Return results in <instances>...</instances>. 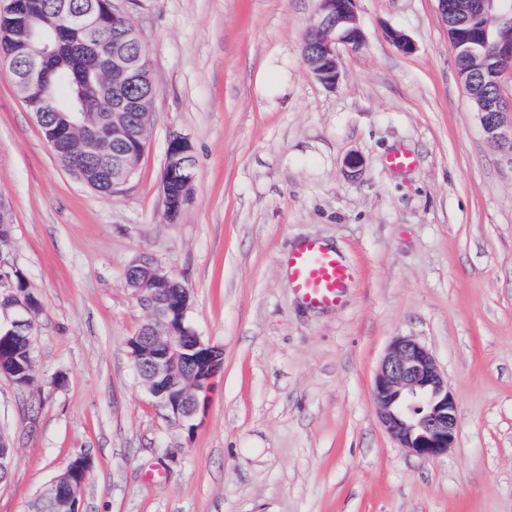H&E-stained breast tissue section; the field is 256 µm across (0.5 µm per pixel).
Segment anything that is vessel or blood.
<instances>
[{
  "mask_svg": "<svg viewBox=\"0 0 512 512\" xmlns=\"http://www.w3.org/2000/svg\"><path fill=\"white\" fill-rule=\"evenodd\" d=\"M285 262L295 291L314 308L338 306L354 274L340 254L316 240L304 241Z\"/></svg>",
  "mask_w": 512,
  "mask_h": 512,
  "instance_id": "obj_1",
  "label": "vessel or blood"
}]
</instances>
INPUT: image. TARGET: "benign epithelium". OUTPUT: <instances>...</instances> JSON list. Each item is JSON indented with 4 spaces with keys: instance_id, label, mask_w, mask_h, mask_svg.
Returning a JSON list of instances; mask_svg holds the SVG:
<instances>
[{
    "instance_id": "7a95c632",
    "label": "benign epithelium",
    "mask_w": 512,
    "mask_h": 512,
    "mask_svg": "<svg viewBox=\"0 0 512 512\" xmlns=\"http://www.w3.org/2000/svg\"><path fill=\"white\" fill-rule=\"evenodd\" d=\"M357 2L320 0L318 20L304 38V61L313 72L318 65H324L330 73L323 81L327 87L335 86L339 79L338 45L358 48L364 42ZM437 2L446 26L465 23L469 8L450 10L448 0ZM475 9L483 20L484 34L492 36L490 45L494 47L500 70L511 71L512 5L508 0H476ZM62 15L75 29L94 35L93 12L75 13L64 9ZM16 38L17 50L22 55L19 66L23 69L17 86L26 99L45 79L42 66L51 41L23 27L19 28ZM103 68L112 72V140L121 142L132 135L147 140L149 109L156 94L134 98L127 95L126 88L130 84L152 81L148 60L129 54L124 44L116 42ZM505 108V101L498 99L479 113V117L487 141L512 163V113ZM131 113L137 115L134 126L128 122ZM177 158L193 166L188 138L174 133L168 140L161 178L163 192L168 169ZM139 162L140 159L128 151L112 152L108 161L112 189L127 184ZM129 271L132 276L126 278L127 288L144 310L149 330L147 335H135L127 342L136 373L157 402L168 410L171 419L177 423L190 422L201 399L207 396L221 352L195 330L182 328L189 304L185 301L174 306L166 298L173 285L172 278L163 273L151 257H138ZM372 393L380 422L399 447L427 460L448 453L457 433V403L448 388V377L428 348L407 336L393 339L376 371ZM90 468V459L77 455L66 470L46 486L45 491L55 494V512H79L77 494Z\"/></svg>"
}]
</instances>
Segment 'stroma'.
Returning a JSON list of instances; mask_svg holds the SVG:
<instances>
[{
  "instance_id": "obj_1",
  "label": "stroma",
  "mask_w": 512,
  "mask_h": 512,
  "mask_svg": "<svg viewBox=\"0 0 512 512\" xmlns=\"http://www.w3.org/2000/svg\"><path fill=\"white\" fill-rule=\"evenodd\" d=\"M118 4L158 87L120 190L62 167L0 66V197L42 303L34 383L0 377L16 450L0 512H32L80 453L81 512H512V164L482 132L437 0H359L364 43L339 46L332 89L302 57L319 0ZM268 62L286 95L257 91ZM173 132L195 160L174 220L160 188ZM400 148L416 158L402 173L386 162ZM310 239L354 269L336 308L308 307L288 277ZM143 252L188 286L192 326L224 353L188 427L128 353L145 313L125 274ZM398 336L432 352L457 402L435 459L399 448L372 399Z\"/></svg>"
}]
</instances>
